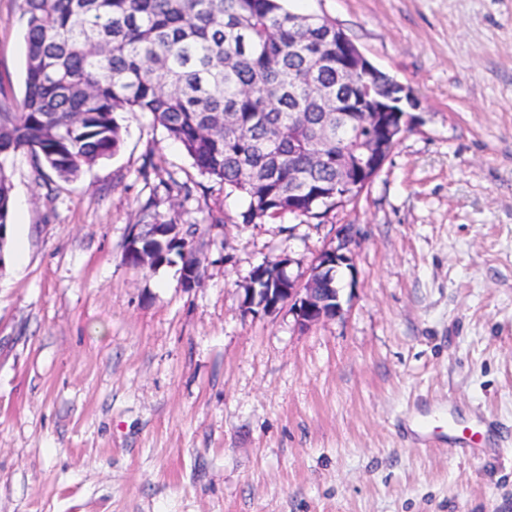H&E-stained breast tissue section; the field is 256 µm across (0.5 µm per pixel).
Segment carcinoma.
<instances>
[{"instance_id":"1","label":"carcinoma","mask_w":512,"mask_h":512,"mask_svg":"<svg viewBox=\"0 0 512 512\" xmlns=\"http://www.w3.org/2000/svg\"><path fill=\"white\" fill-rule=\"evenodd\" d=\"M26 73L22 101L0 110V224L12 213L10 155L24 150L69 181L122 147L119 116L148 112L183 146L201 175L239 192L253 223L282 214L317 217L336 207V161L348 163L365 113L357 108L339 139H322L321 107L307 101L316 74L336 88L333 23L313 22L299 40L285 0H22ZM294 96L288 95V85ZM235 130L224 135V113ZM306 114L292 139L272 147L256 120L288 123ZM323 162L313 168L312 151ZM263 174L246 176L240 161Z\"/></svg>"}]
</instances>
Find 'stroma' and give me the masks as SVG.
I'll list each match as a JSON object with an SVG mask.
<instances>
[{
  "mask_svg": "<svg viewBox=\"0 0 512 512\" xmlns=\"http://www.w3.org/2000/svg\"><path fill=\"white\" fill-rule=\"evenodd\" d=\"M21 0H0V104L24 95ZM342 28L415 98L354 200L242 219L144 112L71 181L20 151L0 268V512H512V0H287ZM190 195L168 190L169 180ZM197 224L199 284L125 260L134 225ZM355 226L340 316L241 306L252 270ZM474 411L485 453L402 434Z\"/></svg>",
  "mask_w": 512,
  "mask_h": 512,
  "instance_id": "1",
  "label": "stroma"
}]
</instances>
